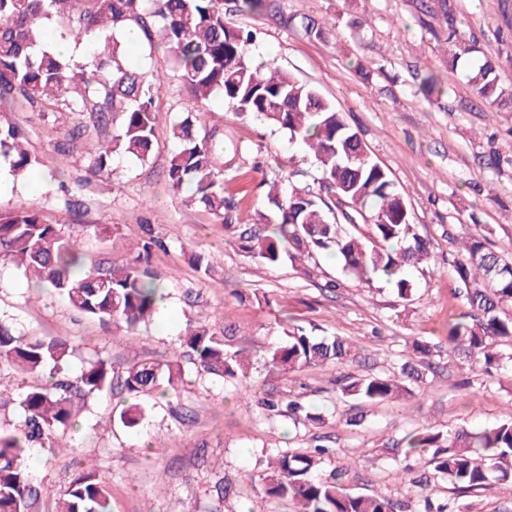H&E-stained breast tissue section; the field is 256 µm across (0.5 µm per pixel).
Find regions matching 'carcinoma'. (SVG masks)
<instances>
[{
	"label": "carcinoma",
	"instance_id": "obj_1",
	"mask_svg": "<svg viewBox=\"0 0 512 512\" xmlns=\"http://www.w3.org/2000/svg\"><path fill=\"white\" fill-rule=\"evenodd\" d=\"M445 25L448 61L456 67L469 61L467 83L490 106L512 104V87L499 77L498 58L475 59L477 52L460 30L455 0H438ZM224 0H0V105L37 115L72 113L77 121L57 131L54 153L60 163L79 156L92 177L111 175L124 159L147 160L160 123L155 97L176 76L186 87L193 107L215 97L232 104L241 117H255L288 132L303 145L320 171L314 185L273 183L268 203L272 218L260 224L238 222V206L224 196L229 162H217L224 142L216 131L200 132L192 111L170 122L176 144L167 181L187 202L216 217L246 257L267 265L283 258L312 259L329 251L343 272L370 285L384 278L399 302L411 300L408 272L430 257V242L416 231L405 195L366 152L345 114L316 88L274 64H255L248 53L252 34L225 21ZM135 28L150 45L165 48L170 72L150 79L125 60L124 33ZM82 46L78 55L53 49V38ZM427 97L445 94L433 74L420 79ZM26 137L15 126H0V155L12 158L16 170L40 164L22 148ZM45 179L48 193H72L56 178ZM493 228L476 225L448 261L456 288L452 297L465 310L448 316V357L470 359L482 373L512 368V256L490 247ZM144 242L132 259L87 266L80 247L56 224L46 223L31 207L0 209V262H9L34 281L39 291L51 290L77 312L101 323L122 324L130 332L151 322L167 299L160 275L150 264ZM286 342L267 353L280 372L343 364L359 357L355 342L343 336H316L306 327L287 324ZM76 346L64 338L16 333L0 323V364L45 382L30 385L19 406L23 424L0 426V512H112L111 493L95 466L79 471L62 497L41 486L29 465L34 448H57L56 437L79 422L88 399L115 385L136 399L151 394L167 399L183 384V362L216 379L248 378L250 351L234 347L205 324L191 325L178 339L173 359H142L115 370L97 358L80 372L69 371ZM398 372L356 378L342 384L343 396L356 404L376 405L412 391L406 383L423 381L437 347L426 337L412 339ZM272 412L281 409L299 421L316 423L320 416L300 402H283L272 394L259 400ZM145 409L131 403L118 412L124 427L135 429ZM404 456L423 462L424 471L409 480L424 490L420 512H466L468 506L436 504L427 490L446 483L462 498L498 489L512 496V420L484 427L459 424L444 433L430 427L403 438ZM329 449L280 448L261 475L265 496L298 505L295 512H405L402 504L382 494H354L347 487L353 467L342 464L320 475Z\"/></svg>",
	"mask_w": 512,
	"mask_h": 512
}]
</instances>
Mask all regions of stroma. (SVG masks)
<instances>
[{
	"label": "stroma",
	"instance_id": "35a3bbf8",
	"mask_svg": "<svg viewBox=\"0 0 512 512\" xmlns=\"http://www.w3.org/2000/svg\"><path fill=\"white\" fill-rule=\"evenodd\" d=\"M273 3L274 14L236 12L227 19L255 32L249 49L255 61L291 72L345 112L368 153L405 194L418 233L432 244L431 259L412 271L415 300L396 305L390 286L346 277L325 253L303 268L288 260L266 265L246 258L211 215L174 194L166 180L175 149L168 123L189 106L178 82L165 83L155 100L161 122L151 157L143 163L124 161L111 176L88 179L73 206L65 197L46 194L43 178L54 167L52 126L0 105V124L24 127L28 148L40 161L17 176L10 174L9 164L0 165L7 174L0 208L38 206L47 223L78 241L90 265L125 261L149 237L162 242L151 265L169 291L166 317L134 335L78 315L58 295H34L22 269L0 265V321L29 335L71 340L77 347L71 372H79L89 359L103 358L117 367L142 358L170 359L192 321L224 333L232 344L263 349L284 340L283 319L290 316L315 325L317 335L349 337L363 351L359 361L298 374L254 361L250 376L257 391L298 398L322 415L318 424L270 417L255 403L243 408L234 383L197 373L190 365L179 398L140 397L145 418L139 428H125L111 418L124 394L115 390L96 398L76 429L65 434L68 451L34 452L38 481L56 495L65 494L72 474L92 459L108 484L112 512H293L292 505L260 492L259 476L276 449L302 448L323 436L336 450L325 470L343 459H369L351 472L350 491L413 504L418 488L404 483L389 464L406 432L512 418V375L500 374L486 390L480 386L483 374L444 355L414 395L366 408L364 425H346L353 407L339 391L341 376L392 372L409 337L442 335L449 311L460 308L451 297L448 260L456 238L473 229L470 214L494 227L497 251L512 254V164L495 170L480 160L492 146L512 157V106L492 109L475 98L462 70L448 65L440 20L423 12L420 0ZM456 5L484 54L512 56V0H456ZM310 20L318 23L321 35L307 31ZM427 72L446 89L440 99L426 98L417 88L416 74ZM195 117L199 130L222 132L225 142L239 147L224 191L237 201L240 223H255L267 212V182L303 186L318 176L312 157L290 142L288 132L238 117L225 100H212ZM192 251L216 255L210 275L189 262ZM328 281L336 282L335 293L323 292ZM263 295L268 298L264 304L259 301ZM465 379L472 388L459 389ZM31 382L0 365V385L6 388L0 423L20 425L18 393ZM218 482L229 487V495H216Z\"/></svg>",
	"mask_w": 512,
	"mask_h": 512
}]
</instances>
